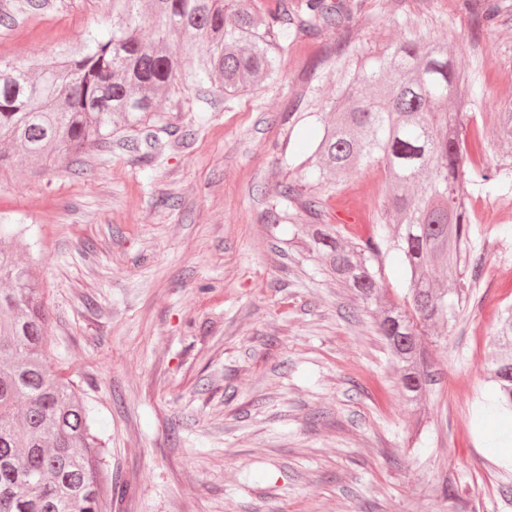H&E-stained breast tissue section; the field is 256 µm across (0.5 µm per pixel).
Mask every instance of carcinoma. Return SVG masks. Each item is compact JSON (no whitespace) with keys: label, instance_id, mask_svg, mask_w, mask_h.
<instances>
[{"label":"carcinoma","instance_id":"carcinoma-1","mask_svg":"<svg viewBox=\"0 0 512 512\" xmlns=\"http://www.w3.org/2000/svg\"><path fill=\"white\" fill-rule=\"evenodd\" d=\"M361 0H304L294 17L284 0L261 10L256 0H112L104 31L77 46L62 44L36 63L0 66V173L59 155L80 157L112 141V133L160 125V103L205 85L226 99L279 77V61L299 31L345 20ZM498 8L488 4L476 22L490 28ZM409 35L358 60L350 39L328 56L348 70L330 105L310 87L291 112H307L322 136L307 158L302 186L277 184L269 224H286L297 208L311 225L309 251L336 283L375 308L376 330L390 355L397 386L422 423L421 401L434 384L430 331L463 310L469 279L481 258L464 252L471 238L465 185L503 183L509 172L482 163L479 134L459 130L476 96L455 68L454 55L431 31L407 19ZM454 102L448 109V101ZM498 139L512 142V109L502 112ZM386 173L384 204L372 233L346 241L341 224L323 220V198L336 195L352 167ZM24 224H0V512H107L108 474L95 433L94 410L79 386L46 365L48 313L32 266L21 257ZM410 270L403 300L384 299L374 267L383 246ZM489 379L496 405L512 412V306L494 333ZM440 496L457 512L470 502L453 479Z\"/></svg>","mask_w":512,"mask_h":512}]
</instances>
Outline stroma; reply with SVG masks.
<instances>
[{
	"instance_id": "35a3bbf8",
	"label": "stroma",
	"mask_w": 512,
	"mask_h": 512,
	"mask_svg": "<svg viewBox=\"0 0 512 512\" xmlns=\"http://www.w3.org/2000/svg\"><path fill=\"white\" fill-rule=\"evenodd\" d=\"M464 0H363L341 25L299 32L281 77L200 107L162 105L165 133L122 131L81 161L0 177V215L28 224L50 315L46 360L78 381L97 415L112 475L110 512H452L435 491L450 475L477 512H512V415L491 403L489 341L512 304V190H471L472 240L495 279L428 350L436 383L425 426L395 387L372 312L307 247L309 221L264 220L274 187L303 183L315 118L282 121L309 65L343 37L375 52L431 21L454 46L479 99L492 164L499 112L512 105V0L472 32ZM112 0H0V63L35 62L75 43ZM383 181L351 169L323 203L375 224Z\"/></svg>"
}]
</instances>
